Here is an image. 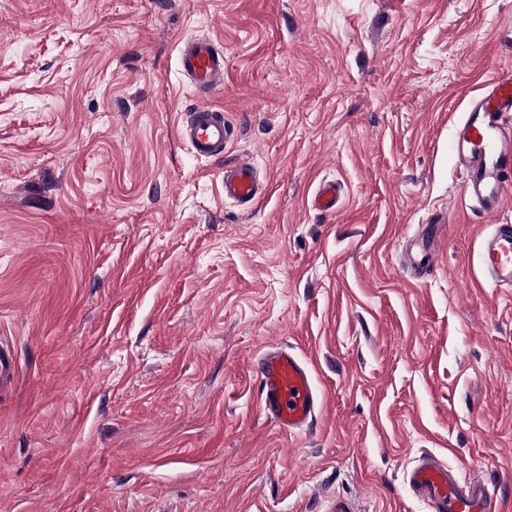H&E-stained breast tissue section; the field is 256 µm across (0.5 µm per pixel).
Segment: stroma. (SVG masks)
Instances as JSON below:
<instances>
[{"label":"stroma","mask_w":512,"mask_h":512,"mask_svg":"<svg viewBox=\"0 0 512 512\" xmlns=\"http://www.w3.org/2000/svg\"><path fill=\"white\" fill-rule=\"evenodd\" d=\"M188 36L224 46L217 161L176 133ZM505 66L512 0H0V512H429L425 453L512 512V293L449 148ZM273 347L312 369L307 431L257 407ZM266 190L256 166L249 160L241 159L224 166V198L235 200L250 207ZM312 207L323 215L336 211V184L324 182L319 185L312 200ZM444 224L436 222L433 225V231L425 238L420 236L415 251L410 253V261L414 270V278L424 280L433 271L432 258L436 253V248L441 239V231Z\"/></svg>","instance_id":"1"}]
</instances>
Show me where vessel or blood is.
Returning a JSON list of instances; mask_svg holds the SVG:
<instances>
[{
  "label": "vessel or blood",
  "instance_id": "1",
  "mask_svg": "<svg viewBox=\"0 0 512 512\" xmlns=\"http://www.w3.org/2000/svg\"><path fill=\"white\" fill-rule=\"evenodd\" d=\"M181 73L201 93L224 82V50L209 38L186 37L179 42ZM178 136L195 157L218 159L234 137L222 110L208 104L185 113ZM451 148L460 174L462 192L478 213L498 214L512 192V68L500 70L485 90L472 98L454 126ZM256 166L241 159L224 169V197L251 206L264 193ZM312 206L321 214L336 210V185L320 184ZM442 224L419 238L410 261L417 279L433 271L432 258L441 239ZM479 268L495 288L512 289V223L490 225L478 251ZM258 399L261 411L281 430H306L320 408L313 375L298 356L267 351L258 361ZM412 492L430 512H499L484 482L460 479L440 460L423 457L406 475Z\"/></svg>",
  "mask_w": 512,
  "mask_h": 512
}]
</instances>
